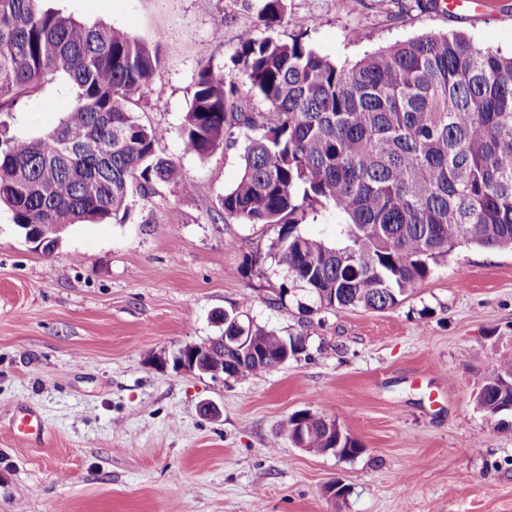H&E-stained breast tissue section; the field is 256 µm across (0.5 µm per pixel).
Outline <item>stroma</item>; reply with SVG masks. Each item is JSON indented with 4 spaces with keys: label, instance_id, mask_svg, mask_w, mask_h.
I'll list each match as a JSON object with an SVG mask.
<instances>
[{
    "label": "stroma",
    "instance_id": "1",
    "mask_svg": "<svg viewBox=\"0 0 512 512\" xmlns=\"http://www.w3.org/2000/svg\"><path fill=\"white\" fill-rule=\"evenodd\" d=\"M413 3L286 0L287 22L270 32L253 0H47L160 51L140 118L194 190L131 195L127 223L72 225L49 254L0 207V512H512V413L491 431L474 400L512 349V251L458 248L382 311L270 306L282 281L267 255L275 229L216 215L240 144L202 158L179 136L200 65L229 70L246 29L304 33L340 65L430 33L512 54V0L478 11ZM71 98L55 75L5 122L40 135ZM221 311L306 336L307 351L237 381L158 364L218 335ZM26 409L41 418L40 441L10 428ZM306 410L336 419L362 452L295 447L288 419ZM336 480L344 498L326 491Z\"/></svg>",
    "mask_w": 512,
    "mask_h": 512
}]
</instances>
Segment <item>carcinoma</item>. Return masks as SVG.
I'll list each match as a JSON object with an SVG mask.
<instances>
[{
    "mask_svg": "<svg viewBox=\"0 0 512 512\" xmlns=\"http://www.w3.org/2000/svg\"><path fill=\"white\" fill-rule=\"evenodd\" d=\"M43 2L0 0V114L23 108L57 73L72 103L39 136L0 131V204L22 232L38 224L55 247L56 224L126 222L133 190L147 200L161 185L184 195L194 187L159 151L161 133L130 109L155 91L159 52ZM256 10L266 28L285 21V0H257ZM230 62L240 77L199 68L180 137L185 152L205 157L243 136L239 179L219 203L226 218L277 230L268 256L282 282L270 304L384 310L459 247L512 250V56L447 33L338 66L302 34L281 41L246 30ZM321 210L343 217L334 245L299 232ZM237 323L262 354L228 378L307 351L306 336L224 313V329ZM209 358L229 365L237 351L219 340ZM474 399L495 432L512 411L511 352ZM300 416L313 430L309 451L362 452L341 428L328 433L325 416Z\"/></svg>",
    "mask_w": 512,
    "mask_h": 512,
    "instance_id": "carcinoma-1",
    "label": "carcinoma"
}]
</instances>
